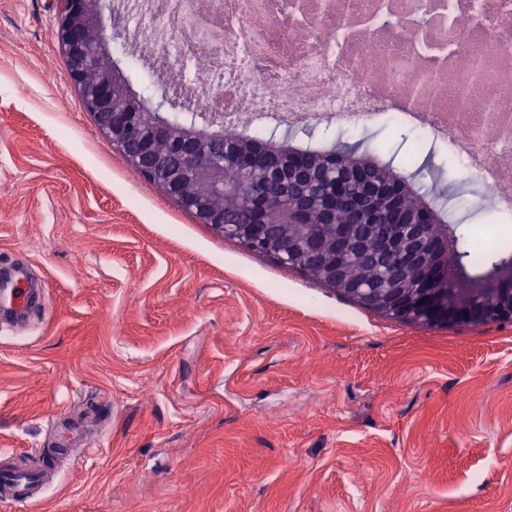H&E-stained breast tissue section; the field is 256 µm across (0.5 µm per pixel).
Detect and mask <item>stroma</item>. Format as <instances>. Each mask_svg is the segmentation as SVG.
<instances>
[{"label": "stroma", "instance_id": "obj_1", "mask_svg": "<svg viewBox=\"0 0 512 512\" xmlns=\"http://www.w3.org/2000/svg\"><path fill=\"white\" fill-rule=\"evenodd\" d=\"M58 0H0V459L87 445L33 512H512V323L427 327L225 238L135 174L71 83ZM416 130L320 125L454 188L484 251L512 221Z\"/></svg>", "mask_w": 512, "mask_h": 512}]
</instances>
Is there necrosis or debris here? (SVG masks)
<instances>
[{"label": "necrosis or debris", "instance_id": "1", "mask_svg": "<svg viewBox=\"0 0 512 512\" xmlns=\"http://www.w3.org/2000/svg\"><path fill=\"white\" fill-rule=\"evenodd\" d=\"M154 17L126 62L148 78L172 57L193 77L166 83L233 133L281 119L405 123L448 146L485 197L512 212V0H125Z\"/></svg>", "mask_w": 512, "mask_h": 512}]
</instances>
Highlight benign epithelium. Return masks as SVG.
Instances as JSON below:
<instances>
[{
	"label": "benign epithelium",
	"instance_id": "obj_1",
	"mask_svg": "<svg viewBox=\"0 0 512 512\" xmlns=\"http://www.w3.org/2000/svg\"><path fill=\"white\" fill-rule=\"evenodd\" d=\"M61 3L57 39L67 60L71 82L79 89L86 110L128 165L155 180L200 223L282 263L294 267L300 264L311 276L398 320L427 326L512 322V260L496 264L481 278L471 279L463 272L461 253L448 244V226H443L438 234L428 235L426 227L432 223L431 217L439 209L447 208L446 200L437 205L425 203L418 216L386 239L387 251L397 254L399 260L386 271L384 289L372 296L357 287L344 271V260L356 245L351 232L340 230L322 240L323 247L336 253V263H313L310 257L316 243L299 250L283 244L266 224H227L224 210L212 207L207 197L183 194L181 188L189 179L206 185L212 192H224L226 161L232 160L249 170L268 151L239 141L224 142V124L205 117L192 116L174 124L160 118L157 112H145L143 121L133 119L127 81L106 47L103 0ZM93 68L98 75L89 82L86 74ZM162 139L169 140L170 149H155V142ZM273 206L284 208L285 228L305 218L302 207L286 204L280 198L259 193L248 201L255 216ZM458 293H467L472 300L456 306L450 296Z\"/></svg>",
	"mask_w": 512,
	"mask_h": 512
}]
</instances>
